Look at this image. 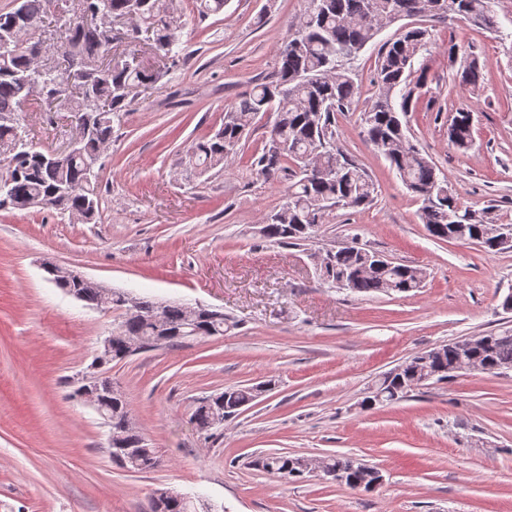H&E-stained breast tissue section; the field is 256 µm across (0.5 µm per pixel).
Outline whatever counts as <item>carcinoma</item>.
I'll use <instances>...</instances> for the list:
<instances>
[{
	"label": "carcinoma",
	"instance_id": "obj_1",
	"mask_svg": "<svg viewBox=\"0 0 512 512\" xmlns=\"http://www.w3.org/2000/svg\"><path fill=\"white\" fill-rule=\"evenodd\" d=\"M494 0H307V7L290 25L277 70L269 82L255 85L224 112V123L213 136L197 142L191 161L206 171L237 153L257 118L276 115L269 139L257 158V174L285 183L284 202L264 221L263 236L278 244L305 245L314 241L322 225L339 209L365 208L377 196L368 171L338 145L336 113L351 110L359 94L352 63L379 32L404 17H436L454 14L481 29L498 30ZM47 0H20L19 7L0 14V211L40 207L79 217L84 224L99 218L98 180L90 167L112 141L113 122L127 111L136 89L158 82L160 70H147L110 57L112 43L127 37L108 26L85 24L81 15L124 18L135 14V28L150 33L147 40L156 55L177 61L180 56L179 25L164 0H72L54 21H49ZM65 34V70L45 68L39 61L40 42L34 36L50 24ZM429 31L422 26L406 27L393 40L384 42L375 60L377 92L363 113L367 139L390 163L404 185L420 202L419 216L429 233L441 240L478 243L489 252L512 249L499 244L500 224L487 211L465 205L448 188L446 176L411 145L403 118L426 94L424 67H415L428 51ZM87 74L82 86L68 84L72 65ZM482 66L477 57H465L461 82L477 86ZM47 90L49 112H65L70 124L81 133L75 154H59L45 160L40 150L21 132V108L32 95L31 86ZM450 143L460 152L473 145L472 116L461 110L451 120ZM318 281L329 288L364 294H399L423 287V270L386 259L353 242L329 249L316 269ZM45 280L96 309L120 312L112 333L109 364L122 359L125 342L139 339L152 347L159 328L169 332L168 344L178 346L190 339L224 335V313L201 308L190 317L189 305L159 306L144 298L115 291L85 277L65 275L56 267L44 269ZM489 343L460 352L453 343L426 351L436 380L453 376L456 363L468 360L487 374L512 369V329L504 327L485 335ZM422 354L418 353L375 382L374 394L364 404L391 403L413 390L411 383ZM260 389L253 386L227 388L216 401L202 399L193 420L202 432L212 429L215 416L227 419L253 403ZM111 431L119 433L126 447L137 453L120 462L133 472L157 467V455L144 436L129 423L123 393L101 406ZM307 457L288 452L266 454L253 466L284 479L297 481L307 474ZM325 468L350 489H367L368 474L362 462L345 454H330Z\"/></svg>",
	"mask_w": 512,
	"mask_h": 512
}]
</instances>
